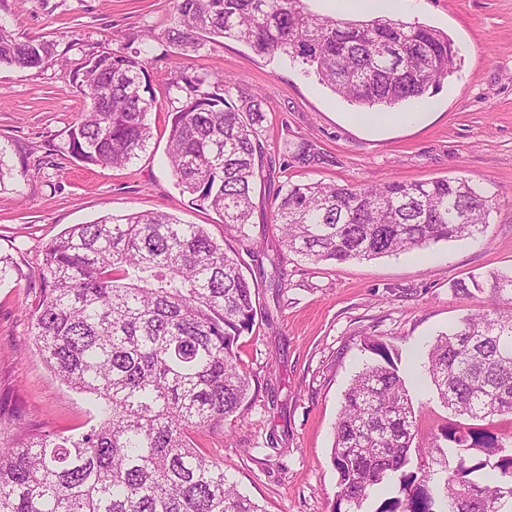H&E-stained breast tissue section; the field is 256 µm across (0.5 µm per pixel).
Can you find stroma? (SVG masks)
Here are the masks:
<instances>
[{
  "label": "stroma",
  "instance_id": "obj_1",
  "mask_svg": "<svg viewBox=\"0 0 512 512\" xmlns=\"http://www.w3.org/2000/svg\"><path fill=\"white\" fill-rule=\"evenodd\" d=\"M176 0H0V20L56 44L67 67H0V153L17 170L0 184V254L15 268L0 283V442L39 428L63 436L96 424L89 399L46 366L25 313L40 296L45 246L75 224L131 211H166L238 250L259 285L258 316L238 353L258 393L233 434L204 436L224 473L265 512H331L338 475L334 426L354 376L386 342L412 395L423 434L457 418L438 399L423 365L435 338L485 304L454 286L488 270H512V0H402L396 18L446 32L457 69L427 100L423 126L350 125L347 102L285 56H260L230 38L184 52L166 38ZM139 53L157 97L147 152L121 168L83 165L68 130L86 108L69 77L101 47ZM223 74L264 99L262 142L273 158L305 138L333 159L307 169L273 167L258 189L239 244L219 217L189 203L166 161L170 112L165 85L184 75ZM462 177L496 196L485 232L422 251L372 260L315 263L283 251L271 206L287 182L357 185ZM278 266H271V258Z\"/></svg>",
  "mask_w": 512,
  "mask_h": 512
}]
</instances>
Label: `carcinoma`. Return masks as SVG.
Returning <instances> with one entry per match:
<instances>
[{"label": "carcinoma", "mask_w": 512, "mask_h": 512, "mask_svg": "<svg viewBox=\"0 0 512 512\" xmlns=\"http://www.w3.org/2000/svg\"><path fill=\"white\" fill-rule=\"evenodd\" d=\"M217 37L263 56L306 65L363 112L422 99L456 69L448 35L388 16L334 19L304 0H177L167 38L195 52ZM57 61L55 44L0 21V66ZM138 54L102 48L71 81L89 100L68 133L87 165L123 167L146 151L156 107ZM167 145L172 177L191 203L214 210L224 233L247 240L257 181L263 97L224 76H182ZM290 164L332 163L312 142L288 143ZM494 198L465 178L360 185L290 183L272 223L282 246L314 262L370 260L484 232ZM41 294L28 314L49 369L94 397L98 423L76 437L28 432L0 447V512H264L228 483L224 460L201 449L204 432H232L255 395L237 352L252 330L258 287L240 253L201 224L163 211L75 224L42 251ZM487 305L432 343L424 374L456 416L512 414V271L459 282ZM352 379L334 431L340 491L332 512H361L371 492L392 489L375 512H512V453L481 427L422 436L406 381L389 347ZM456 465L449 466V460ZM498 470L497 484L480 471Z\"/></svg>", "instance_id": "carcinoma-1"}]
</instances>
